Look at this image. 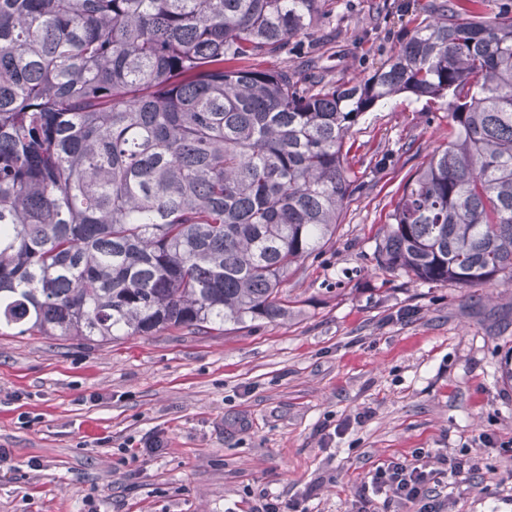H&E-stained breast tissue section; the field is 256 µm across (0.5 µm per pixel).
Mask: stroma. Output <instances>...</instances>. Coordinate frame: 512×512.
<instances>
[{
    "label": "stroma",
    "instance_id": "obj_1",
    "mask_svg": "<svg viewBox=\"0 0 512 512\" xmlns=\"http://www.w3.org/2000/svg\"><path fill=\"white\" fill-rule=\"evenodd\" d=\"M431 0H325L309 39L261 69L365 80ZM452 133L446 104L409 93L366 112L359 184L331 238L284 285L287 317L205 335L110 342L0 336V512H354L376 466L477 465L446 512H512V283L390 273L378 246L405 184ZM164 446L143 456L142 438Z\"/></svg>",
    "mask_w": 512,
    "mask_h": 512
}]
</instances>
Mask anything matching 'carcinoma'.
<instances>
[{
    "mask_svg": "<svg viewBox=\"0 0 512 512\" xmlns=\"http://www.w3.org/2000/svg\"><path fill=\"white\" fill-rule=\"evenodd\" d=\"M448 0L365 80L278 56L322 0H0V331L149 335L288 313L357 190L347 138L401 93L455 134L407 182L383 269L512 283V11Z\"/></svg>",
    "mask_w": 512,
    "mask_h": 512,
    "instance_id": "1",
    "label": "carcinoma"
}]
</instances>
